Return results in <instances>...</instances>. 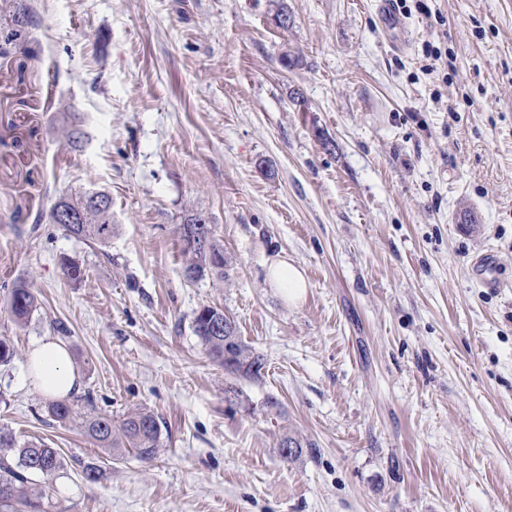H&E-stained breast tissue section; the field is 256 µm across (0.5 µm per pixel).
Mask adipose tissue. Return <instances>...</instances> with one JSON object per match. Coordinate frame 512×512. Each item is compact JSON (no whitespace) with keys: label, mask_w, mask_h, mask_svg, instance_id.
<instances>
[{"label":"adipose tissue","mask_w":512,"mask_h":512,"mask_svg":"<svg viewBox=\"0 0 512 512\" xmlns=\"http://www.w3.org/2000/svg\"><path fill=\"white\" fill-rule=\"evenodd\" d=\"M268 279L271 286L291 303L299 302L308 288L303 270L283 258L271 262ZM31 366L35 381L46 396L64 397L80 386L71 355L59 342L47 340L35 346L31 352Z\"/></svg>","instance_id":"adipose-tissue-1"}]
</instances>
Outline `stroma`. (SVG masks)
I'll return each instance as SVG.
<instances>
[{
  "label": "stroma",
  "instance_id": "stroma-1",
  "mask_svg": "<svg viewBox=\"0 0 512 512\" xmlns=\"http://www.w3.org/2000/svg\"><path fill=\"white\" fill-rule=\"evenodd\" d=\"M25 3L0 57V426L65 458L48 512H512V0H407L397 32L380 0ZM90 191L112 198L104 245L49 218ZM196 212L226 266L190 281ZM486 252L497 291L471 275ZM279 256L307 279L297 304L267 281ZM207 305L260 377L209 358ZM46 340L97 411L162 418L155 459L51 420ZM37 299L35 295L25 285L19 284L12 288L7 308L14 321L22 325L31 313L35 310ZM205 312H211L213 315L209 321L204 317ZM217 321L224 322V332L218 333L214 329ZM193 331L196 336L202 341L209 356L220 365H229L233 368L225 369L227 373L239 375L247 378L259 377L261 371L265 366L263 355L258 353L254 348L244 343L238 336V341L235 342L232 353L234 361L232 366L230 355H224V343H232L235 334V326L233 322L226 316L221 309L204 306L200 308L193 318L192 322ZM222 333V335H221ZM32 374L39 389L49 397H64L77 391L80 379L71 355L59 342L47 340L31 352Z\"/></svg>",
  "mask_w": 512,
  "mask_h": 512
}]
</instances>
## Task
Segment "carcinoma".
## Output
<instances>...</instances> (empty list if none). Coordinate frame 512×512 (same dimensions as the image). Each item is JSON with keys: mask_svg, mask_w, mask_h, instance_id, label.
Returning <instances> with one entry per match:
<instances>
[{"mask_svg": "<svg viewBox=\"0 0 512 512\" xmlns=\"http://www.w3.org/2000/svg\"><path fill=\"white\" fill-rule=\"evenodd\" d=\"M13 18L16 28L0 31V38L7 41L22 38L20 27L28 23V14L23 0H12ZM80 211L83 220L79 224H64L62 228L70 235L88 238L99 244L112 239V209L90 204L88 195L62 197L51 208L50 217L59 210ZM184 252L189 263L184 269L185 277L197 280L208 273L224 274L225 262L215 264L212 258H224V249L214 239H209L210 252H199L192 247L188 236L181 235ZM37 299L26 286L19 284L11 290L7 308L14 321L21 325L35 310ZM224 321V312L212 306H204L195 313L192 327L202 341L209 356L224 364V336L215 331L216 322ZM233 368L227 373L247 378L258 377L265 366L263 355L239 340L232 349ZM48 416L55 422L66 424L77 421L83 432L99 447L112 452L114 459L128 453L142 460L154 458L163 447L162 420L150 410L136 409L123 418L100 413L93 407L90 395L76 399L63 398L50 402ZM65 460L58 449L42 441L20 442L6 427H0V509L3 512H46L45 499L50 481L64 473Z\"/></svg>", "mask_w": 512, "mask_h": 512, "instance_id": "cac0c4a2", "label": "carcinoma"}]
</instances>
